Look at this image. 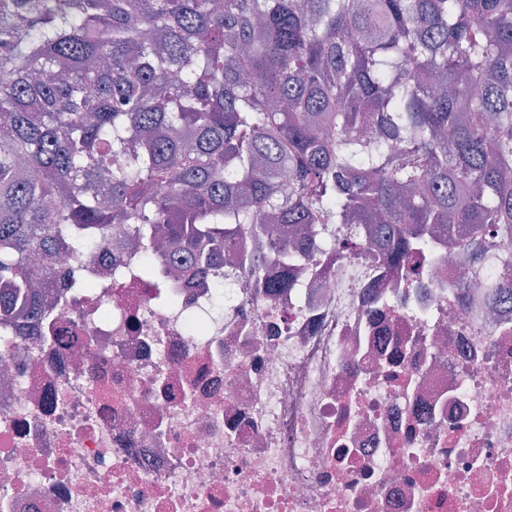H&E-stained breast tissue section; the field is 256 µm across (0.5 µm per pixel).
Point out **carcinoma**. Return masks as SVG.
<instances>
[{"instance_id": "cac0c4a2", "label": "carcinoma", "mask_w": 512, "mask_h": 512, "mask_svg": "<svg viewBox=\"0 0 512 512\" xmlns=\"http://www.w3.org/2000/svg\"><path fill=\"white\" fill-rule=\"evenodd\" d=\"M115 224L271 298L329 224L414 282L440 237L481 261L512 237V0H0V324Z\"/></svg>"}]
</instances>
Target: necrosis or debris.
Instances as JSON below:
<instances>
[{
	"instance_id": "4bbe7bcc",
	"label": "necrosis or debris",
	"mask_w": 512,
	"mask_h": 512,
	"mask_svg": "<svg viewBox=\"0 0 512 512\" xmlns=\"http://www.w3.org/2000/svg\"><path fill=\"white\" fill-rule=\"evenodd\" d=\"M54 268L48 337L0 362V512H512V310L450 252L422 284L314 255L266 297Z\"/></svg>"
}]
</instances>
